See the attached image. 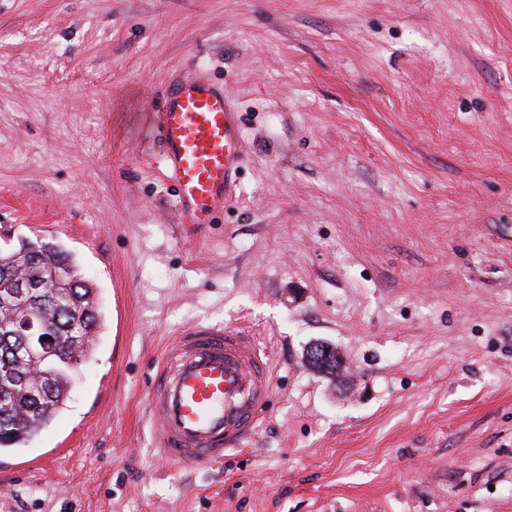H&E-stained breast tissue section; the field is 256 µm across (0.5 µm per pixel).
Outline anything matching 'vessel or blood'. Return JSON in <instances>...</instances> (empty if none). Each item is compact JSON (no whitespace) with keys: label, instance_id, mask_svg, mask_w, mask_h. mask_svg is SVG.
<instances>
[{"label":"vessel or blood","instance_id":"b4317fda","mask_svg":"<svg viewBox=\"0 0 512 512\" xmlns=\"http://www.w3.org/2000/svg\"><path fill=\"white\" fill-rule=\"evenodd\" d=\"M182 216L210 223L233 198L243 133L232 99L209 78L176 84L159 114ZM271 362L242 328L192 325L165 350L148 390L150 446L183 464L222 461L255 433L270 400Z\"/></svg>","mask_w":512,"mask_h":512}]
</instances>
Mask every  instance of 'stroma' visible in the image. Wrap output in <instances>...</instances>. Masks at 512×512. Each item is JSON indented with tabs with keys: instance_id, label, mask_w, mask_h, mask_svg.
<instances>
[{
	"instance_id": "obj_1",
	"label": "stroma",
	"mask_w": 512,
	"mask_h": 512,
	"mask_svg": "<svg viewBox=\"0 0 512 512\" xmlns=\"http://www.w3.org/2000/svg\"><path fill=\"white\" fill-rule=\"evenodd\" d=\"M193 70L243 126L211 224L157 118ZM0 231L71 253L101 315L0 512H512V0H0ZM195 323L254 330L273 388L186 465L146 398Z\"/></svg>"
}]
</instances>
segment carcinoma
Returning <instances> with one entry per match:
<instances>
[{"mask_svg": "<svg viewBox=\"0 0 512 512\" xmlns=\"http://www.w3.org/2000/svg\"><path fill=\"white\" fill-rule=\"evenodd\" d=\"M20 255L26 276L54 291L57 324L63 336L58 353L42 369L49 395L20 394L13 383L0 379V450L21 447L64 409L71 373L79 360L91 355L94 330L99 323L95 288L83 277L68 251L43 240L22 239L15 247H0V313L18 319L30 315L17 301L5 304V296L15 285V258ZM342 367V358L334 347L321 364L311 365V369L332 378L341 376Z\"/></svg>", "mask_w": 512, "mask_h": 512, "instance_id": "obj_1", "label": "carcinoma"}]
</instances>
